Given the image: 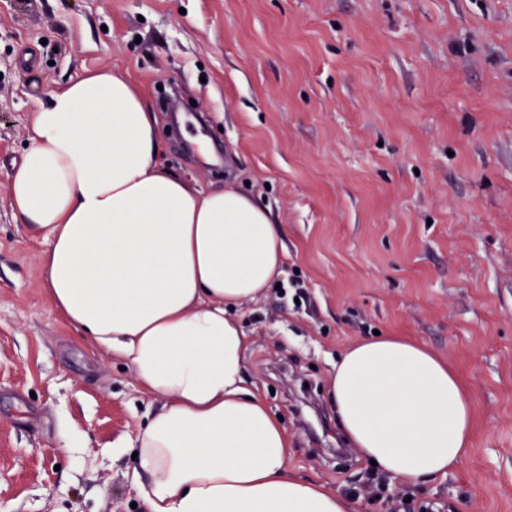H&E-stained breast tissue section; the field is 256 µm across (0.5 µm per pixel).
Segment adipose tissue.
Instances as JSON below:
<instances>
[{"mask_svg":"<svg viewBox=\"0 0 512 512\" xmlns=\"http://www.w3.org/2000/svg\"><path fill=\"white\" fill-rule=\"evenodd\" d=\"M30 128L10 190L46 245L50 302L162 403L132 442L143 512H348L340 494L294 475L284 427L244 387L237 310L280 271L287 226L237 190L202 192L166 167L124 69L52 92ZM328 390L355 448L405 483L447 474L471 446L468 395L415 343H356Z\"/></svg>","mask_w":512,"mask_h":512,"instance_id":"1","label":"adipose tissue"}]
</instances>
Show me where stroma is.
<instances>
[{
	"instance_id": "obj_1",
	"label": "stroma",
	"mask_w": 512,
	"mask_h": 512,
	"mask_svg": "<svg viewBox=\"0 0 512 512\" xmlns=\"http://www.w3.org/2000/svg\"><path fill=\"white\" fill-rule=\"evenodd\" d=\"M112 66L169 168L288 227L240 319L295 475L351 512H512V0H0V512H141L115 447L157 404L53 310L8 179L38 106ZM376 332L472 401L468 455L422 485L349 447L328 403L337 356Z\"/></svg>"
}]
</instances>
